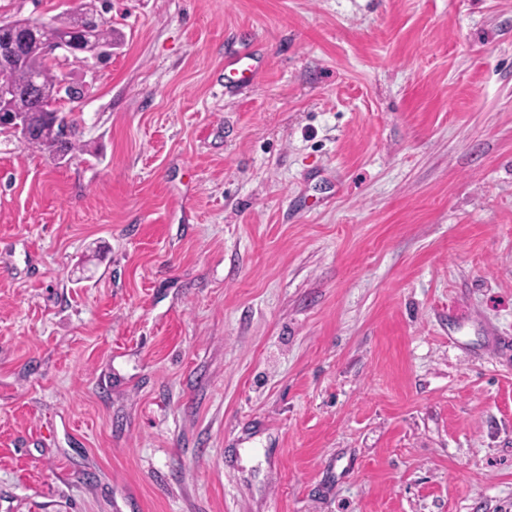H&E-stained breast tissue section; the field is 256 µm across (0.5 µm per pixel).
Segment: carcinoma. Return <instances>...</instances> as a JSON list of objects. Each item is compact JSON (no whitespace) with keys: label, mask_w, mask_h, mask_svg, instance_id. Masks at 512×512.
Returning <instances> with one entry per match:
<instances>
[{"label":"carcinoma","mask_w":512,"mask_h":512,"mask_svg":"<svg viewBox=\"0 0 512 512\" xmlns=\"http://www.w3.org/2000/svg\"><path fill=\"white\" fill-rule=\"evenodd\" d=\"M96 12L97 6L91 2L88 6L67 14L60 21L47 25V29L53 35L68 38L77 51L101 59L106 56L104 49L112 47V26L106 21L90 25L91 16ZM44 51L45 44L42 40L30 39L26 43L21 61L8 67L0 63V81L19 89L11 109L29 116L33 134L28 145L56 158L62 152L76 149L75 143L69 139L73 125L68 123L66 116L59 112L56 117L48 118L42 112L44 106L57 100L62 79L54 71V67H46L37 74L45 98L33 99L26 92L35 75L34 67L41 65Z\"/></svg>","instance_id":"cac0c4a2"}]
</instances>
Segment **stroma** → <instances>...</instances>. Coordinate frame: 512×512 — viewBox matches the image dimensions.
I'll use <instances>...</instances> for the list:
<instances>
[{
    "label": "stroma",
    "mask_w": 512,
    "mask_h": 512,
    "mask_svg": "<svg viewBox=\"0 0 512 512\" xmlns=\"http://www.w3.org/2000/svg\"><path fill=\"white\" fill-rule=\"evenodd\" d=\"M97 16L81 152L0 133V512H512V0Z\"/></svg>",
    "instance_id": "stroma-1"
}]
</instances>
